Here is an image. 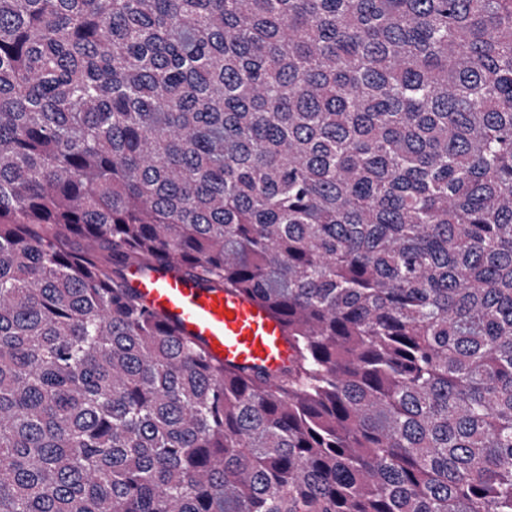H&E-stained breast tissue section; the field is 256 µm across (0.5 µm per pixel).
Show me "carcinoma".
I'll return each instance as SVG.
<instances>
[{"mask_svg":"<svg viewBox=\"0 0 512 512\" xmlns=\"http://www.w3.org/2000/svg\"><path fill=\"white\" fill-rule=\"evenodd\" d=\"M0 512H512V0H0ZM129 284L149 310L200 342L217 364L275 370L291 355L281 321L241 293L163 267L132 270Z\"/></svg>","mask_w":512,"mask_h":512,"instance_id":"obj_1","label":"carcinoma"}]
</instances>
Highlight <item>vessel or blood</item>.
I'll list each match as a JSON object with an SVG mask.
<instances>
[{"label":"vessel or blood","mask_w":512,"mask_h":512,"mask_svg":"<svg viewBox=\"0 0 512 512\" xmlns=\"http://www.w3.org/2000/svg\"><path fill=\"white\" fill-rule=\"evenodd\" d=\"M129 284L149 310L200 342L215 363L274 370L291 355L281 321L241 293L163 267L131 271Z\"/></svg>","instance_id":"vessel-or-blood-1"}]
</instances>
